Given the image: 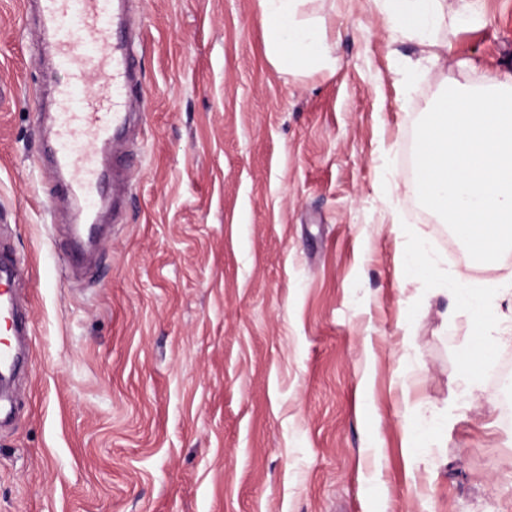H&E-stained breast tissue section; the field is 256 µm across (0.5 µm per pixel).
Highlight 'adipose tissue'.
I'll return each instance as SVG.
<instances>
[{
  "label": "adipose tissue",
  "mask_w": 512,
  "mask_h": 512,
  "mask_svg": "<svg viewBox=\"0 0 512 512\" xmlns=\"http://www.w3.org/2000/svg\"><path fill=\"white\" fill-rule=\"evenodd\" d=\"M306 0H259L261 17L267 26V54L279 70L288 72L297 63L317 71H332L336 60L318 24L304 18ZM479 0H381L380 22L391 40L414 39L430 46L435 32L447 17L473 19ZM501 287L465 284L454 289L457 305L474 316L481 331V345L467 348L461 378L466 389H474L494 360L493 333L499 320Z\"/></svg>",
  "instance_id": "adipose-tissue-1"
}]
</instances>
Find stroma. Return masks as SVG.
<instances>
[{"instance_id":"obj_1","label":"stroma","mask_w":512,"mask_h":512,"mask_svg":"<svg viewBox=\"0 0 512 512\" xmlns=\"http://www.w3.org/2000/svg\"><path fill=\"white\" fill-rule=\"evenodd\" d=\"M479 10L406 84L423 48L391 41L374 0H306L337 65L290 74L258 0H134L129 190L67 271L75 211L37 164L67 76L0 0V244L33 330L0 403V512H512V376L462 396L477 326L439 293L512 280V251L473 261L413 169L445 88L512 74V0ZM417 239L426 279L399 272ZM409 407L443 425L417 456Z\"/></svg>"}]
</instances>
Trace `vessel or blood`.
Segmentation results:
<instances>
[{"label": "vessel or blood", "instance_id": "b4317fda", "mask_svg": "<svg viewBox=\"0 0 512 512\" xmlns=\"http://www.w3.org/2000/svg\"><path fill=\"white\" fill-rule=\"evenodd\" d=\"M46 54L67 74L55 90L56 136L51 148L62 195L85 201L100 192L104 173L120 184L121 167L103 162L125 132L134 100L140 99L136 43L124 37L127 0H38ZM100 233L85 224L70 240L69 259H85ZM0 319L15 335L29 333L28 317L8 291L0 292Z\"/></svg>", "mask_w": 512, "mask_h": 512}]
</instances>
